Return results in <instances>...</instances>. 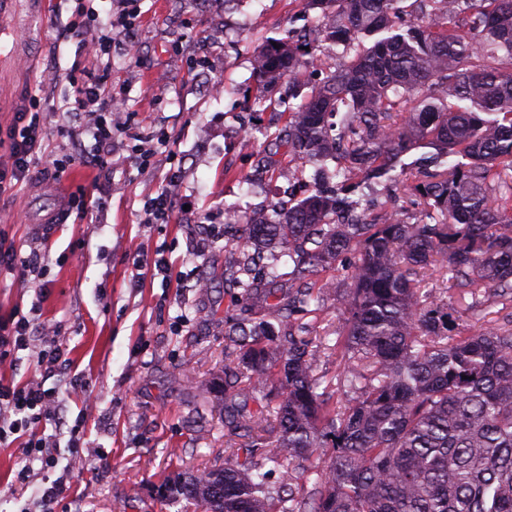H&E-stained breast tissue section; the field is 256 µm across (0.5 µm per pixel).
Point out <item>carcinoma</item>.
<instances>
[{
	"label": "carcinoma",
	"mask_w": 512,
	"mask_h": 512,
	"mask_svg": "<svg viewBox=\"0 0 512 512\" xmlns=\"http://www.w3.org/2000/svg\"><path fill=\"white\" fill-rule=\"evenodd\" d=\"M313 11L254 55L259 94L288 84V152L316 189L288 205L226 209L242 250L224 285L252 322L211 391L235 457L177 472L164 499L194 512H512V320L473 333L478 300L512 302V0H298ZM342 62L297 98L306 57ZM413 180V220L372 216ZM349 258L335 379L325 339L299 323ZM276 459V487L261 473ZM316 475L302 492L299 480Z\"/></svg>",
	"instance_id": "carcinoma-1"
}]
</instances>
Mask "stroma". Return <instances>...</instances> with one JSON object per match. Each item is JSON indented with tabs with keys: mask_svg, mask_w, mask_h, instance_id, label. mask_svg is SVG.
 Returning a JSON list of instances; mask_svg holds the SVG:
<instances>
[{
	"mask_svg": "<svg viewBox=\"0 0 512 512\" xmlns=\"http://www.w3.org/2000/svg\"><path fill=\"white\" fill-rule=\"evenodd\" d=\"M304 23L298 0H18L0 18V129L38 84L47 151L70 147L58 110L70 77L90 74L102 75L126 121L108 170L77 166L61 179L48 170L39 183L0 193V230L44 265L36 283L0 275V317L35 316L36 326L54 328L67 359L63 372L27 359L0 365V380L55 394L68 423L82 424L92 458L65 471L64 431L61 463L48 471L29 462L23 439L0 442V512H39V488L62 475L71 492L56 512H177L157 487L228 457L223 405L208 395L235 359L225 323L241 315L236 289L224 285L233 244L224 207L285 203L286 183L312 186L306 171H265L266 157L284 151L274 134L286 116L275 104L280 89L256 104L251 76L255 49ZM107 26L110 54L89 57L84 31ZM143 153L150 165H140ZM87 186L94 208L79 221L62 216L67 196ZM165 187L176 213L142 223ZM137 253L168 257L170 282L135 269ZM27 465L22 488L14 479Z\"/></svg>",
	"mask_w": 512,
	"mask_h": 512,
	"instance_id": "obj_1",
	"label": "stroma"
}]
</instances>
